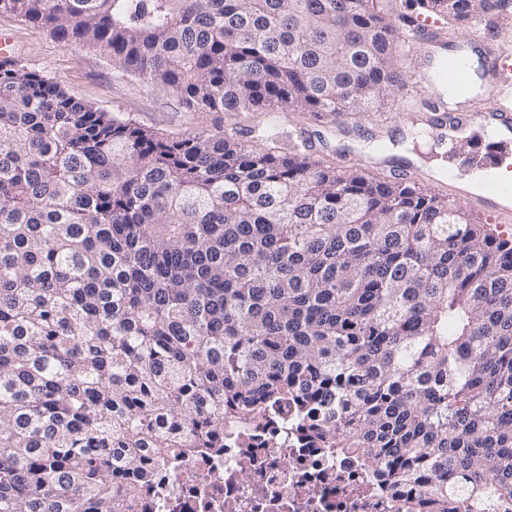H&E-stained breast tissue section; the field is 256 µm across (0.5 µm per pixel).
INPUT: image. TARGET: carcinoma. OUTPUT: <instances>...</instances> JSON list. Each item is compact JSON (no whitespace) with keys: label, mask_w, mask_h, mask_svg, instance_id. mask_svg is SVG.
Returning a JSON list of instances; mask_svg holds the SVG:
<instances>
[{"label":"carcinoma","mask_w":512,"mask_h":512,"mask_svg":"<svg viewBox=\"0 0 512 512\" xmlns=\"http://www.w3.org/2000/svg\"><path fill=\"white\" fill-rule=\"evenodd\" d=\"M502 0H401L480 31ZM378 0H0L265 148L171 139L0 60V512H148L273 421L438 512L512 500V240L411 181L281 154L399 87ZM453 479H448V475Z\"/></svg>","instance_id":"carcinoma-1"}]
</instances>
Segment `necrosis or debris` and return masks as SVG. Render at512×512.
I'll return each mask as SVG.
<instances>
[{"label":"necrosis or debris","instance_id":"4bbe7bcc","mask_svg":"<svg viewBox=\"0 0 512 512\" xmlns=\"http://www.w3.org/2000/svg\"><path fill=\"white\" fill-rule=\"evenodd\" d=\"M270 428L242 422L251 446L213 448L189 455L163 472L149 496L154 512H396L411 501L413 512H435L433 500L414 486L388 492L359 458L296 442L263 447Z\"/></svg>","mask_w":512,"mask_h":512}]
</instances>
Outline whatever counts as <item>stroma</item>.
<instances>
[{
	"label": "stroma",
	"instance_id": "1",
	"mask_svg": "<svg viewBox=\"0 0 512 512\" xmlns=\"http://www.w3.org/2000/svg\"><path fill=\"white\" fill-rule=\"evenodd\" d=\"M2 30L12 36V57L57 81L69 95L100 111L132 119L141 128L169 138L225 131L244 145L262 144L259 134L267 122L266 113L198 112L182 104L172 92L123 75L100 53L78 44L63 45L46 30L20 17L0 13ZM396 61L403 85L379 108L348 112L333 122L318 121L299 112L281 113L283 151H291L297 145L295 133L305 127L315 143L316 157L329 159L346 171L359 168L360 145L384 138L406 139L407 114L414 111L426 115L428 103L417 88L420 69L409 42L398 41Z\"/></svg>",
	"mask_w": 512,
	"mask_h": 512
}]
</instances>
